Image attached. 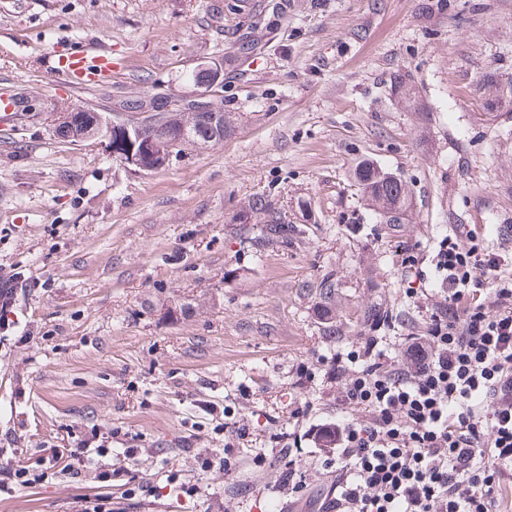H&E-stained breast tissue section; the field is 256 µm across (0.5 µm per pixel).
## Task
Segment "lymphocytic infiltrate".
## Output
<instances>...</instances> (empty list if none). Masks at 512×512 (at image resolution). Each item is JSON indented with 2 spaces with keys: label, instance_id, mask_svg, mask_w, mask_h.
Wrapping results in <instances>:
<instances>
[{
  "label": "lymphocytic infiltrate",
  "instance_id": "lymphocytic-infiltrate-1",
  "mask_svg": "<svg viewBox=\"0 0 512 512\" xmlns=\"http://www.w3.org/2000/svg\"><path fill=\"white\" fill-rule=\"evenodd\" d=\"M441 281L431 322L401 339L391 362L380 337L336 353L327 371L336 400L361 413L317 425L342 473L334 512H500L512 473V257L464 244L460 233L433 257ZM489 304H481L482 293ZM105 449L78 448L0 464L16 486L62 468L77 479Z\"/></svg>",
  "mask_w": 512,
  "mask_h": 512
}]
</instances>
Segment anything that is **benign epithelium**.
Returning a JSON list of instances; mask_svg holds the SVG:
<instances>
[{
  "mask_svg": "<svg viewBox=\"0 0 512 512\" xmlns=\"http://www.w3.org/2000/svg\"><path fill=\"white\" fill-rule=\"evenodd\" d=\"M197 109L212 111V122L224 123V109L208 101L204 95L186 105L157 106L153 112L142 113L135 124L129 123L126 115L116 112L110 116L99 112L92 116L59 112L56 114L55 128L62 135L77 128L80 139L96 140L110 153L113 152V130L120 128L127 143V150L120 160L139 172H149L167 165L177 150L185 146L183 132L175 130L167 122L168 113L193 112ZM147 125L151 127V134L145 138L142 129Z\"/></svg>",
  "mask_w": 512,
  "mask_h": 512,
  "instance_id": "benign-epithelium-1",
  "label": "benign epithelium"
}]
</instances>
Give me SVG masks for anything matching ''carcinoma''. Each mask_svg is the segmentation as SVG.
Segmentation results:
<instances>
[{"mask_svg":"<svg viewBox=\"0 0 512 512\" xmlns=\"http://www.w3.org/2000/svg\"><path fill=\"white\" fill-rule=\"evenodd\" d=\"M508 83L511 84V88L505 92L501 90V80L491 75L476 87V93L481 97H490L492 105L501 103L505 98L512 104L511 77L508 78ZM191 130L199 140L217 134L212 124L211 113L206 110L192 113ZM354 181L365 204L380 215L385 223L397 224L399 218L407 215L410 210L409 191L401 178L379 170L369 163H360L354 170ZM229 225L233 233L242 230L254 232L249 244L257 257L269 248L288 247V241L303 232L300 226L288 222L286 213L264 194L244 202L230 219ZM335 286L336 281L331 273L325 274L315 286V295L318 296L315 315L328 336L339 333L331 315Z\"/></svg>","mask_w":512,"mask_h":512,"instance_id":"carcinoma-1","label":"carcinoma"}]
</instances>
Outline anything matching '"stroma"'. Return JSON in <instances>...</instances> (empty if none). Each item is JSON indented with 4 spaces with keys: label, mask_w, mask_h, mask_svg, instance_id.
Returning <instances> with one entry per match:
<instances>
[{
    "label": "stroma",
    "mask_w": 512,
    "mask_h": 512,
    "mask_svg": "<svg viewBox=\"0 0 512 512\" xmlns=\"http://www.w3.org/2000/svg\"><path fill=\"white\" fill-rule=\"evenodd\" d=\"M0 0V286L18 322L0 324V455L114 451L102 470L17 490L0 471V512H320L336 485L309 435L335 419L336 388L298 367L391 310L385 350L423 334L432 258L454 228L512 252V107L476 87L512 76V0ZM87 46L112 63L88 89L55 54ZM224 63L211 99L237 128L151 172L94 140L54 132L56 113L189 101L190 73ZM415 85L423 113L400 103ZM368 160L406 183L412 212L381 223L353 180ZM266 194L299 223L288 249L253 256L224 225ZM336 280L339 335H324L306 284ZM310 405L308 415L294 412ZM247 431L227 468L204 463L224 428ZM301 438V448L289 447ZM301 489L281 483L287 469Z\"/></svg>",
    "instance_id": "obj_1"
}]
</instances>
